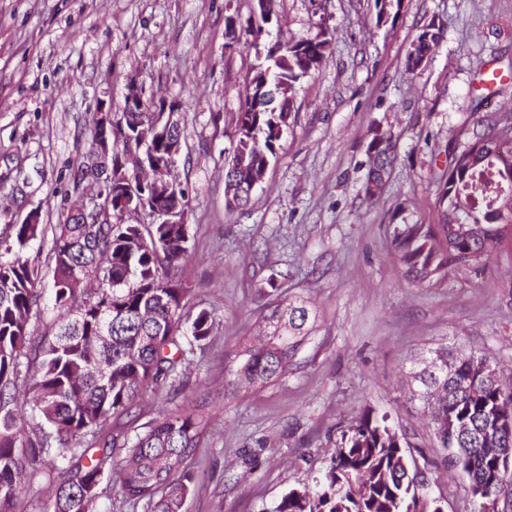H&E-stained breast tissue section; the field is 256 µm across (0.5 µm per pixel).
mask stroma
I'll return each instance as SVG.
<instances>
[{"instance_id": "stroma-1", "label": "stroma", "mask_w": 512, "mask_h": 512, "mask_svg": "<svg viewBox=\"0 0 512 512\" xmlns=\"http://www.w3.org/2000/svg\"><path fill=\"white\" fill-rule=\"evenodd\" d=\"M283 37L326 20L333 50L298 86L276 160L247 206L225 211L224 165L256 54L224 50L228 20L257 17V0H0V172L22 167L17 219L57 223L79 202L71 173L88 150L99 107L120 112L129 83L176 104L187 157L190 255L187 308L219 322L190 356L183 384L143 387L107 430L116 443L160 413L200 414L182 512H269L312 485L352 420L387 416L405 433L444 512H475L468 479L447 469L411 374L457 348L484 352L512 383V241L442 282L408 281L391 225L435 224L436 173L453 131L512 113V0H403L376 27L374 0H277ZM444 37L407 73L419 30ZM392 135L397 160L367 199V146ZM276 280L278 292L268 282ZM305 299L317 330L288 373L263 386L224 387L239 342L258 335L280 295Z\"/></svg>"}]
</instances>
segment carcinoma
<instances>
[{
    "label": "carcinoma",
    "instance_id": "1",
    "mask_svg": "<svg viewBox=\"0 0 512 512\" xmlns=\"http://www.w3.org/2000/svg\"><path fill=\"white\" fill-rule=\"evenodd\" d=\"M376 26L395 23L401 0H374ZM442 39L441 26H423L406 56V71L421 69ZM333 33L322 21L316 33L290 38L269 49L257 65L254 90L261 100L245 99L238 113L232 153L225 168L226 189L248 187L276 159L289 127L293 99L274 91L280 78L297 86L319 69L332 48ZM145 112H124L112 122L111 166L134 172L135 157L171 162L170 149L182 142V129L141 143ZM448 168L437 182V224H396L391 246L407 278L423 285L441 280L454 266H469L512 239V115L484 116L452 136ZM370 168L364 186L368 198L386 186L396 159L392 137L375 136L367 147ZM112 221L83 224L61 214L58 223L14 224L0 228V512H13L21 481L42 468L49 457L72 464L46 512H100L103 475L118 469L112 491L149 512H181L192 476L186 461L201 436L202 417L164 412L113 456L115 442L105 433L112 415L123 412L141 387H161L180 378L186 355L211 336L213 311H186L185 283L175 269L189 252V225L131 224L138 198L130 186L105 187ZM186 189L157 206L184 218ZM52 234L51 295L40 288L44 274L30 256L36 243ZM51 313L52 337L32 339V315ZM112 320L109 342L98 343L99 318ZM268 332L261 345L242 344L227 374L251 385L283 375L314 330L303 301L286 299L263 314ZM451 376L427 369L418 374L412 396L434 404L432 422L445 461L468 477L474 491L512 506V472L499 468L504 449L512 448V429L498 425L502 411H512V387L478 368L488 355L448 349ZM40 368L30 378L25 397L39 417L38 431L12 404L22 370L31 357ZM95 438L87 448L80 439ZM405 434L386 417L363 414L343 430L336 450L313 488H293L271 512H441L440 499L427 477L411 467Z\"/></svg>",
    "mask_w": 512,
    "mask_h": 512
}]
</instances>
